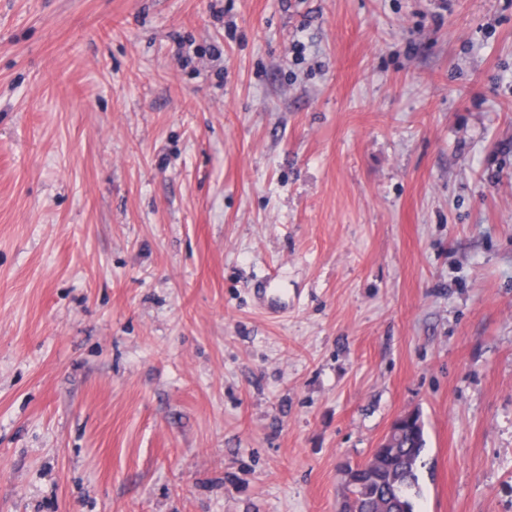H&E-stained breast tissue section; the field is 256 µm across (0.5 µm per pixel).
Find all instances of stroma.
I'll list each match as a JSON object with an SVG mask.
<instances>
[{"mask_svg":"<svg viewBox=\"0 0 512 512\" xmlns=\"http://www.w3.org/2000/svg\"><path fill=\"white\" fill-rule=\"evenodd\" d=\"M413 411L512 512V0H0V512H338Z\"/></svg>","mask_w":512,"mask_h":512,"instance_id":"35a3bbf8","label":"stroma"}]
</instances>
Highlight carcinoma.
<instances>
[{
  "mask_svg": "<svg viewBox=\"0 0 512 512\" xmlns=\"http://www.w3.org/2000/svg\"><path fill=\"white\" fill-rule=\"evenodd\" d=\"M397 447L385 450L379 466L361 483L359 512H414L409 492L418 484V463L425 450L421 417L399 428Z\"/></svg>",
  "mask_w": 512,
  "mask_h": 512,
  "instance_id": "cac0c4a2",
  "label": "carcinoma"
}]
</instances>
